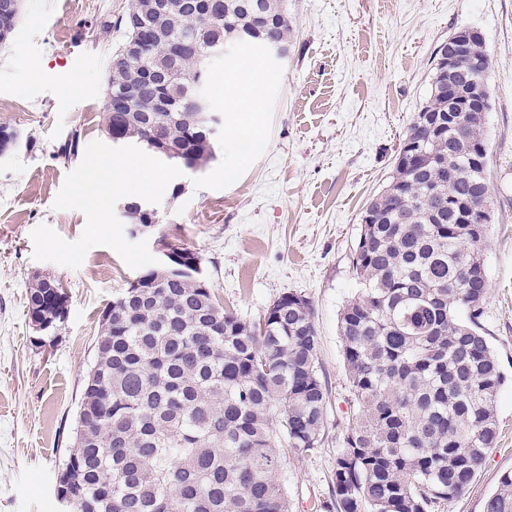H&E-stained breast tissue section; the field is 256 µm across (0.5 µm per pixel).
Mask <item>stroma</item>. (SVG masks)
Instances as JSON below:
<instances>
[{
  "label": "stroma",
  "mask_w": 512,
  "mask_h": 512,
  "mask_svg": "<svg viewBox=\"0 0 512 512\" xmlns=\"http://www.w3.org/2000/svg\"><path fill=\"white\" fill-rule=\"evenodd\" d=\"M128 0H23L0 46V126L19 147L0 159V512H61L56 478L73 442L103 311L157 256L130 238L107 162L133 158L104 130L106 67ZM287 57L236 50L214 75L261 60L262 126L250 156L227 151L201 171L150 160L140 194L163 204L170 242L199 253L217 302L256 318L281 294L315 309L328 386L323 443L281 460L290 512H333L332 469L355 420L338 314L357 284L360 214L385 184L399 141L430 89V58L461 29L482 32L491 223L482 331L506 376L498 439L465 494L443 512H483L512 470V0H288ZM79 132L77 154L60 146ZM52 275L68 315L43 346L27 317L34 277Z\"/></svg>",
  "instance_id": "stroma-1"
}]
</instances>
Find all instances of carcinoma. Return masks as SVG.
<instances>
[{
	"label": "carcinoma",
	"instance_id": "1",
	"mask_svg": "<svg viewBox=\"0 0 512 512\" xmlns=\"http://www.w3.org/2000/svg\"><path fill=\"white\" fill-rule=\"evenodd\" d=\"M183 2L148 62L172 70L170 111H151L149 88L131 107L105 110L104 125L129 141L158 140L155 158L191 152L203 165L217 142L188 104L196 86L212 97L226 46L286 45L292 28L286 0H223L212 15ZM146 6L130 0L117 18L123 40ZM487 68L478 44L455 79ZM454 116L430 89L400 143L416 161H395L352 253L361 289L339 328L357 413L334 461L336 512H441L496 442L505 376L481 332L488 225L461 223L457 207L491 200L486 180L472 177V159L486 169L485 113ZM443 161L448 182L439 185ZM202 280L150 265L106 308L79 405L84 424L62 465L77 480L69 512H288L280 457L309 455L323 439L327 390L313 305L284 293L249 321L217 304ZM52 286L66 296L53 277L35 280L27 316L50 312ZM483 512H512V470Z\"/></svg>",
	"mask_w": 512,
	"mask_h": 512
}]
</instances>
